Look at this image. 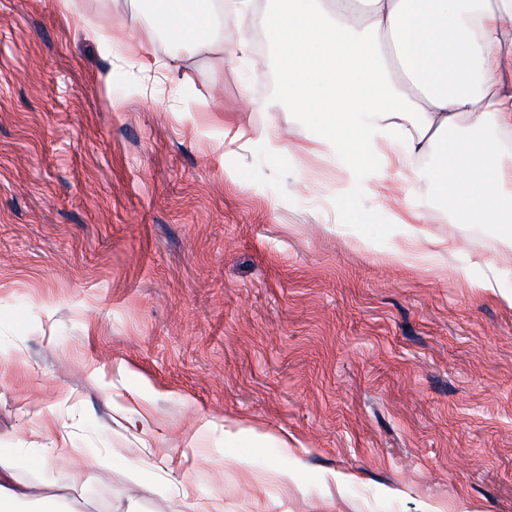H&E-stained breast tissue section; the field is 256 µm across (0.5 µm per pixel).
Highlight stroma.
Masks as SVG:
<instances>
[{
    "instance_id": "obj_1",
    "label": "stroma",
    "mask_w": 512,
    "mask_h": 512,
    "mask_svg": "<svg viewBox=\"0 0 512 512\" xmlns=\"http://www.w3.org/2000/svg\"><path fill=\"white\" fill-rule=\"evenodd\" d=\"M80 3L0 0L16 484L62 512H178L180 488L193 512H512L497 225L452 220L381 157L347 166L271 108L277 47L262 71L251 49L225 62L250 36L236 12L202 51L153 31L146 0Z\"/></svg>"
}]
</instances>
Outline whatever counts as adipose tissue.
<instances>
[{
	"label": "adipose tissue",
	"mask_w": 512,
	"mask_h": 512,
	"mask_svg": "<svg viewBox=\"0 0 512 512\" xmlns=\"http://www.w3.org/2000/svg\"><path fill=\"white\" fill-rule=\"evenodd\" d=\"M215 13V0H151L155 29L202 48ZM261 22L285 98L326 146L355 164L366 144L395 147L450 214L512 239V0H279ZM22 461L0 448V512L41 498L15 487Z\"/></svg>",
	"instance_id": "obj_1"
}]
</instances>
